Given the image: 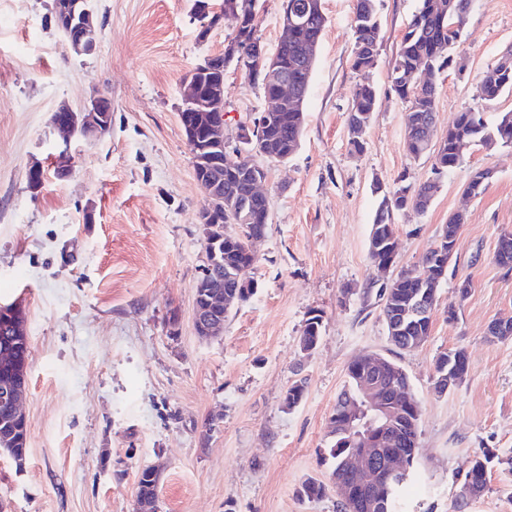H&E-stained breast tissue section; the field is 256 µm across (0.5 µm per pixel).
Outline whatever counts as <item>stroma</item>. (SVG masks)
<instances>
[{
    "mask_svg": "<svg viewBox=\"0 0 512 512\" xmlns=\"http://www.w3.org/2000/svg\"><path fill=\"white\" fill-rule=\"evenodd\" d=\"M355 3L323 0L300 146L286 161L258 160L270 207L256 292L221 335L203 338L192 313L205 195L179 109L186 77L223 52L234 21L205 32L194 0H91L96 46L78 55L53 0H0V303L21 300L30 341L28 457L19 467L0 456V512H136L137 476L149 465L163 468L158 512H341L335 491L309 501L300 490L312 477L330 482L336 397L348 365L372 353L404 368L420 407L407 512H512V473L501 466L512 458V337L488 333L512 317V270L495 259L499 236L512 232V147L467 146L425 212H395L400 269L421 264L449 215H465L430 335L398 350L368 238L375 185L432 175V157L405 149L406 106L388 77L418 0H376L382 38L366 78L378 102L360 154L349 126L365 78L352 67ZM509 51L512 0H471L463 42L439 76L436 135L466 108L491 124L512 111V92L492 101L477 92ZM96 97L112 103L111 130L92 139L59 131L60 107L78 112ZM265 106L260 82L227 67L230 145ZM34 166L46 172L36 191ZM481 169L491 172L483 193L465 197ZM314 314L321 339L306 355L299 338ZM454 349L465 350L468 374L441 396L435 362ZM296 383L304 396L290 408L284 395ZM485 451L501 463L484 496L457 508L461 480Z\"/></svg>",
    "mask_w": 512,
    "mask_h": 512,
    "instance_id": "stroma-1",
    "label": "stroma"
}]
</instances>
